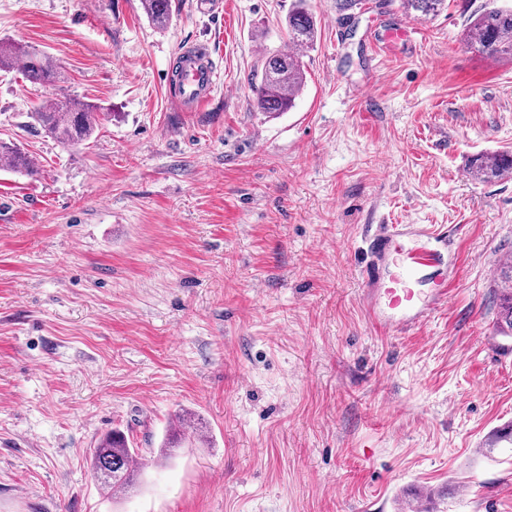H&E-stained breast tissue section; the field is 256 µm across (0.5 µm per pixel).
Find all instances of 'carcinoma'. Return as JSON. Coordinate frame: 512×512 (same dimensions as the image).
<instances>
[{
  "instance_id": "carcinoma-1",
  "label": "carcinoma",
  "mask_w": 512,
  "mask_h": 512,
  "mask_svg": "<svg viewBox=\"0 0 512 512\" xmlns=\"http://www.w3.org/2000/svg\"><path fill=\"white\" fill-rule=\"evenodd\" d=\"M445 0H402L405 12L417 20L439 15ZM147 18L157 28H165L172 19L170 0H141ZM288 43L292 51L279 50L262 57L261 77L254 86V106L260 112H288L306 84V71L299 50L313 46L317 27L308 0H295L285 20ZM466 45L490 58L512 55V6L498 5L496 0L476 13L466 31ZM23 60V74L33 83L53 81L57 72L49 59L38 52L27 51L0 42V69L10 68ZM99 108L78 98L66 97L41 112L31 113L35 124L64 146L81 144L98 129ZM0 161L17 172L36 173L32 159L16 145L0 141ZM512 169V152L482 154L473 159L471 172L483 181L499 178ZM503 293L500 297L498 326L505 335H512V263L500 269ZM140 449L130 446L125 433L117 428L106 433L90 449V464L100 486L121 494L128 493L137 483L141 468L137 466Z\"/></svg>"
}]
</instances>
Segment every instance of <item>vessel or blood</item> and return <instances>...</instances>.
<instances>
[{"instance_id":"1","label":"vessel or blood","mask_w":512,"mask_h":512,"mask_svg":"<svg viewBox=\"0 0 512 512\" xmlns=\"http://www.w3.org/2000/svg\"><path fill=\"white\" fill-rule=\"evenodd\" d=\"M220 79L209 53L186 52L173 79L174 99L183 111H194L210 99ZM449 235L444 224L379 225L361 270L362 306L373 328L404 334L447 307Z\"/></svg>"}]
</instances>
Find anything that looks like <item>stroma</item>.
Returning <instances> with one entry per match:
<instances>
[{
	"instance_id": "stroma-1",
	"label": "stroma",
	"mask_w": 512,
	"mask_h": 512,
	"mask_svg": "<svg viewBox=\"0 0 512 512\" xmlns=\"http://www.w3.org/2000/svg\"><path fill=\"white\" fill-rule=\"evenodd\" d=\"M407 17L401 0H311L317 39L293 109L256 111L260 60L291 0H0V40L60 81L0 71V512H512V336L497 285L512 179V55L463 44L486 0ZM408 27L384 43L386 29ZM203 45L221 73L185 112L164 77ZM63 97L106 114L66 147L30 114ZM456 224L448 306L402 336L360 312L380 224ZM204 436L159 456L177 415ZM121 429L136 488L101 489L89 451ZM147 18L157 28H165L172 19L170 0H141ZM3 161L9 169L27 174L36 173V167L32 159L22 152L13 143L0 141V161ZM512 169V152L505 150L482 154L473 159L471 172L483 181H492L499 178L503 172Z\"/></svg>"
}]
</instances>
